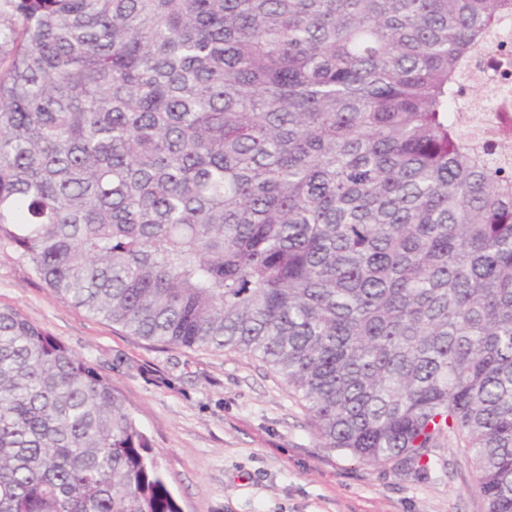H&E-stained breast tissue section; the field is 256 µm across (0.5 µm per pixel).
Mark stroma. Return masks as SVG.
Masks as SVG:
<instances>
[{"mask_svg": "<svg viewBox=\"0 0 512 512\" xmlns=\"http://www.w3.org/2000/svg\"><path fill=\"white\" fill-rule=\"evenodd\" d=\"M89 360L151 440L182 512H485L455 443L423 474L319 447L302 403L261 361L163 346L59 300L0 243V307Z\"/></svg>", "mask_w": 512, "mask_h": 512, "instance_id": "35a3bbf8", "label": "stroma"}]
</instances>
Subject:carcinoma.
Returning <instances> with one entry per match:
<instances>
[{
    "label": "carcinoma",
    "mask_w": 512,
    "mask_h": 512,
    "mask_svg": "<svg viewBox=\"0 0 512 512\" xmlns=\"http://www.w3.org/2000/svg\"><path fill=\"white\" fill-rule=\"evenodd\" d=\"M512 0H0V242L66 302L257 357L319 447L450 440L512 512ZM88 360L0 308V512H181ZM511 47V56L506 62L498 50H493L483 60L480 78L494 90L506 93L512 99V31L507 35Z\"/></svg>",
    "instance_id": "obj_1"
}]
</instances>
